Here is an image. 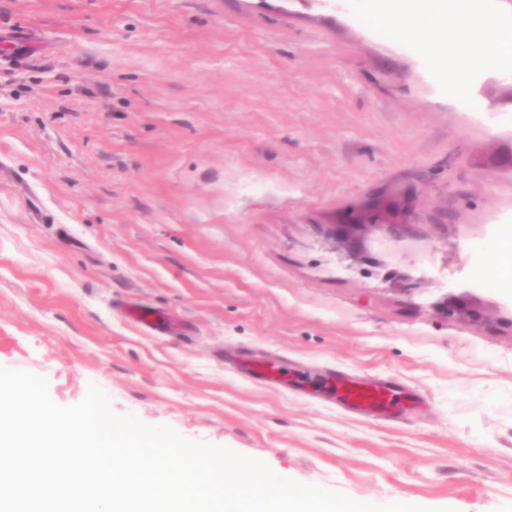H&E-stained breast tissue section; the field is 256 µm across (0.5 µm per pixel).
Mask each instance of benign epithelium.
Returning a JSON list of instances; mask_svg holds the SVG:
<instances>
[{
	"label": "benign epithelium",
	"mask_w": 512,
	"mask_h": 512,
	"mask_svg": "<svg viewBox=\"0 0 512 512\" xmlns=\"http://www.w3.org/2000/svg\"><path fill=\"white\" fill-rule=\"evenodd\" d=\"M403 225L396 223L380 202L360 208L354 219L325 225L324 235L332 248L351 264L366 261L368 239L387 233L391 240L400 237ZM481 299L474 293L449 292L435 303V309L446 318L470 320L480 315Z\"/></svg>",
	"instance_id": "benign-epithelium-1"
}]
</instances>
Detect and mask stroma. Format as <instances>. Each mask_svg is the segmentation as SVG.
<instances>
[{
    "instance_id": "stroma-1",
    "label": "stroma",
    "mask_w": 512,
    "mask_h": 512,
    "mask_svg": "<svg viewBox=\"0 0 512 512\" xmlns=\"http://www.w3.org/2000/svg\"><path fill=\"white\" fill-rule=\"evenodd\" d=\"M7 35L0 367L360 502L512 512V77L448 96L356 0H0ZM378 199L407 227L370 272L323 227ZM465 290L487 318L434 309ZM336 391L346 406L355 411H368L385 405L394 389L367 386L345 373L332 376Z\"/></svg>"
}]
</instances>
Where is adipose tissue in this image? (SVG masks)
I'll list each match as a JSON object with an SVG mask.
<instances>
[{"instance_id": "obj_1", "label": "adipose tissue", "mask_w": 512, "mask_h": 512, "mask_svg": "<svg viewBox=\"0 0 512 512\" xmlns=\"http://www.w3.org/2000/svg\"><path fill=\"white\" fill-rule=\"evenodd\" d=\"M364 9L394 41L417 51L445 93L469 97L483 71L512 70V56L496 37L512 20L484 0H367Z\"/></svg>"}]
</instances>
